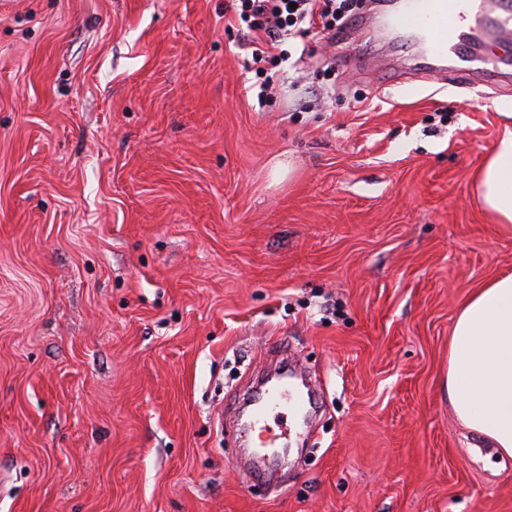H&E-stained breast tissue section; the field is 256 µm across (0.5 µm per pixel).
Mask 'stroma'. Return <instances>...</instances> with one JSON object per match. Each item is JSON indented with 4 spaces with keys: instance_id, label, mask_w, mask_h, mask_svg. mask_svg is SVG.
I'll return each mask as SVG.
<instances>
[{
    "instance_id": "35a3bbf8",
    "label": "stroma",
    "mask_w": 512,
    "mask_h": 512,
    "mask_svg": "<svg viewBox=\"0 0 512 512\" xmlns=\"http://www.w3.org/2000/svg\"><path fill=\"white\" fill-rule=\"evenodd\" d=\"M254 46L232 0H0V512H512L443 376L512 273L472 177L495 85L398 80L407 37ZM315 383L286 482L233 413Z\"/></svg>"
}]
</instances>
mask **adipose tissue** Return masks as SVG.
<instances>
[{
    "label": "adipose tissue",
    "instance_id": "1",
    "mask_svg": "<svg viewBox=\"0 0 512 512\" xmlns=\"http://www.w3.org/2000/svg\"><path fill=\"white\" fill-rule=\"evenodd\" d=\"M479 199L498 224H512V131L474 174ZM445 388L470 431L512 456V274L474 290L458 309Z\"/></svg>",
    "mask_w": 512,
    "mask_h": 512
}]
</instances>
